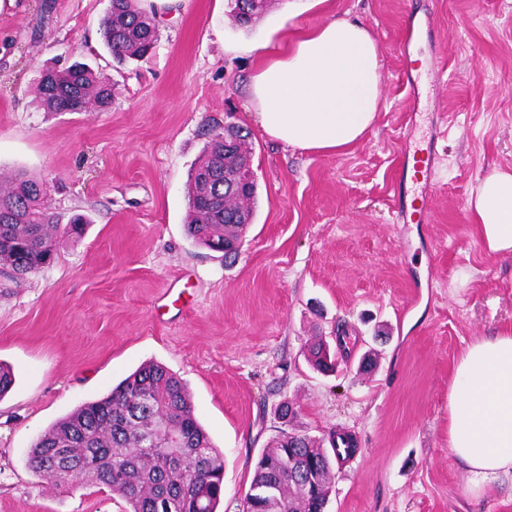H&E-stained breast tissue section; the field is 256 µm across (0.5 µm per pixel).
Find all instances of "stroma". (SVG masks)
<instances>
[{"instance_id":"35a3bbf8","label":"stroma","mask_w":512,"mask_h":512,"mask_svg":"<svg viewBox=\"0 0 512 512\" xmlns=\"http://www.w3.org/2000/svg\"><path fill=\"white\" fill-rule=\"evenodd\" d=\"M109 0H16L0 14V171L41 176L63 217L91 219L55 261L0 294V512H124L105 487L53 484L28 465L39 434L102 398L142 362L186 384L224 455L218 512H242L255 462L289 399L302 431L354 435L333 471L327 512H512V480L480 498L448 450V383L475 338L512 328V257L488 254L467 201L512 166V0H272L250 26L227 0H177L153 52L121 67L103 48ZM360 21L382 62L374 127L345 152L315 155L254 131L248 83L261 45L326 12ZM420 57H447L414 97L400 33ZM113 83L109 109L47 112L41 71L73 62ZM247 133L256 216L236 258L185 232L187 183L213 125ZM435 142L429 223L396 216L406 146ZM184 301L162 308L171 283ZM360 342L339 373L303 346L338 329Z\"/></svg>"}]
</instances>
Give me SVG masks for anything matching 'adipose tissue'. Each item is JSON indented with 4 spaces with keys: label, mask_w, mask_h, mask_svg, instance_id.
<instances>
[{
    "label": "adipose tissue",
    "mask_w": 512,
    "mask_h": 512,
    "mask_svg": "<svg viewBox=\"0 0 512 512\" xmlns=\"http://www.w3.org/2000/svg\"><path fill=\"white\" fill-rule=\"evenodd\" d=\"M381 69L361 23L331 15L283 34L250 78L259 133L312 154L349 149L377 119ZM467 208L486 252L512 255V167L488 173ZM448 448L472 495L512 475V329L476 338L460 355L448 387Z\"/></svg>",
    "instance_id": "1"
}]
</instances>
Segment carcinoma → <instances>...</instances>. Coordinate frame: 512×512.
<instances>
[{"instance_id":"cac0c4a2","label":"carcinoma","mask_w":512,"mask_h":512,"mask_svg":"<svg viewBox=\"0 0 512 512\" xmlns=\"http://www.w3.org/2000/svg\"><path fill=\"white\" fill-rule=\"evenodd\" d=\"M233 21L245 27L265 14L268 0H228ZM106 49L118 63L139 60L155 47L159 30L155 17L137 0H111L100 22ZM38 101L47 112L81 98L101 112L112 103L111 80L84 63L42 73ZM246 140L224 151V139L210 135L195 162L187 188L189 220L186 232L200 246L231 256L238 253L245 225L239 210L226 200L249 201L254 218L257 182L238 180L250 169ZM0 292L49 265L57 236L80 238L88 220L76 215L61 225L49 202L44 182L16 168L0 175ZM317 370L334 372L333 359L322 353V342L308 347ZM282 430L271 449L255 464L246 512H325L336 460V439L302 441ZM66 451L71 471L52 469L56 449ZM29 466L51 483L79 485L92 481L120 497L126 512H217L223 491L224 457L195 415L185 384L155 362L140 365L103 398L59 419L33 442ZM311 474L315 484L293 476L290 463Z\"/></svg>"}]
</instances>
